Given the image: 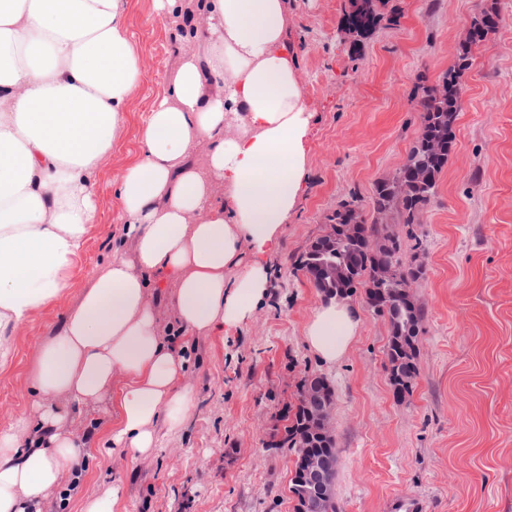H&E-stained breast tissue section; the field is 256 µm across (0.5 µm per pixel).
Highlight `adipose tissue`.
<instances>
[{
	"label": "adipose tissue",
	"mask_w": 512,
	"mask_h": 512,
	"mask_svg": "<svg viewBox=\"0 0 512 512\" xmlns=\"http://www.w3.org/2000/svg\"><path fill=\"white\" fill-rule=\"evenodd\" d=\"M127 5L0 0V367L14 332L64 293L95 220L90 176L120 138L142 75ZM287 28L288 0H200L192 36L174 32V65L115 192L132 252L115 249L43 346L30 374L38 434L25 416L0 429V512H40L80 455L56 394L75 406L114 394L102 447L134 458L158 448L159 424L185 423L187 361L160 333L151 279L173 283L179 329L193 336L229 335L265 298V257L306 180L311 114ZM358 325L351 305L327 299L307 345L336 365Z\"/></svg>",
	"instance_id": "adipose-tissue-1"
}]
</instances>
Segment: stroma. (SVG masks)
<instances>
[{
    "mask_svg": "<svg viewBox=\"0 0 512 512\" xmlns=\"http://www.w3.org/2000/svg\"><path fill=\"white\" fill-rule=\"evenodd\" d=\"M288 4L312 118L306 189L268 258L269 294L237 332L180 336L172 283L152 284L161 332L185 351L195 407L178 431L160 428L152 456L134 460L97 451L110 400L75 408L56 396L62 430L93 454L63 471L42 512H76L117 480L128 512H294V456L275 443L310 374L334 388L339 512H512V0H380L385 20L364 38L346 27L350 0ZM491 9L501 24L462 77L455 146L436 195L415 227L390 223L404 264L422 269L411 291L425 311L418 374L399 399L385 370L387 325L363 291L349 299L359 330L347 355L329 367L308 349L304 328L324 296L297 263L348 192L374 220L375 184L395 174L419 133L423 87L439 82L472 19ZM127 26L141 81L120 140L92 176L96 218L66 270L69 287L17 329L14 359L0 368V429L35 417L29 375L40 350L117 246L114 190L173 64L172 24L153 0H128Z\"/></svg>",
    "mask_w": 512,
    "mask_h": 512,
    "instance_id": "1",
    "label": "stroma"
}]
</instances>
